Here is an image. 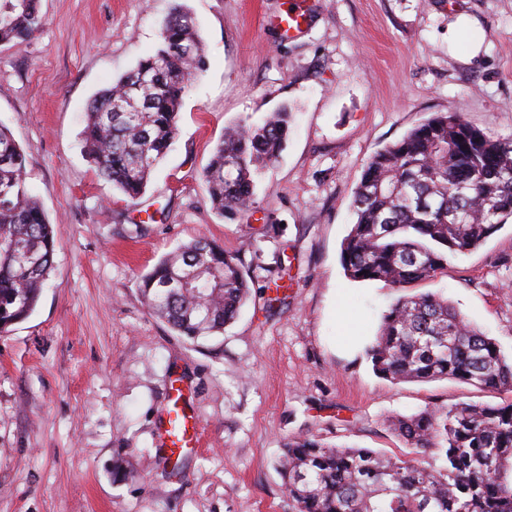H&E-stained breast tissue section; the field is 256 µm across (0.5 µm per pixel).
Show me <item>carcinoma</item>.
<instances>
[{"mask_svg": "<svg viewBox=\"0 0 512 512\" xmlns=\"http://www.w3.org/2000/svg\"><path fill=\"white\" fill-rule=\"evenodd\" d=\"M42 25L37 0H0V44ZM206 64L195 16L173 6L153 54L92 98L84 152L96 174L130 202L178 131L179 112ZM288 107L261 123L224 128L201 172L212 210H247L257 179L284 151ZM340 263L353 281L402 292L366 347L374 373L392 383L452 379L512 392V356L448 299L408 289L435 277L512 222V139H494L459 112L432 115L368 159ZM55 253L53 224L30 193L26 157L0 124V333L35 311ZM144 303L195 342L224 331L250 295L238 257L201 237L161 258L139 284ZM415 457L284 444L279 474L295 512H512V403L428 405L388 420Z\"/></svg>", "mask_w": 512, "mask_h": 512, "instance_id": "cac0c4a2", "label": "carcinoma"}]
</instances>
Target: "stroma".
Wrapping results in <instances>:
<instances>
[{"instance_id": "35a3bbf8", "label": "stroma", "mask_w": 512, "mask_h": 512, "mask_svg": "<svg viewBox=\"0 0 512 512\" xmlns=\"http://www.w3.org/2000/svg\"><path fill=\"white\" fill-rule=\"evenodd\" d=\"M183 2L207 67L136 205L83 157L84 116L156 48L174 0H40L41 29L0 46V123L56 235L36 310L0 333V512H293L276 470L288 438L400 456L391 415L512 402L375 375L364 340L398 293L351 281L339 260L376 150L437 112L512 138V0ZM291 10L297 31L270 27ZM285 105L296 111L287 149L252 207L219 217L200 173L225 124ZM154 201L161 220L140 224ZM201 236L237 255L251 297L223 334L192 346L138 285ZM414 290L447 297L511 355L512 224ZM176 379L199 443L173 470L158 428Z\"/></svg>"}]
</instances>
